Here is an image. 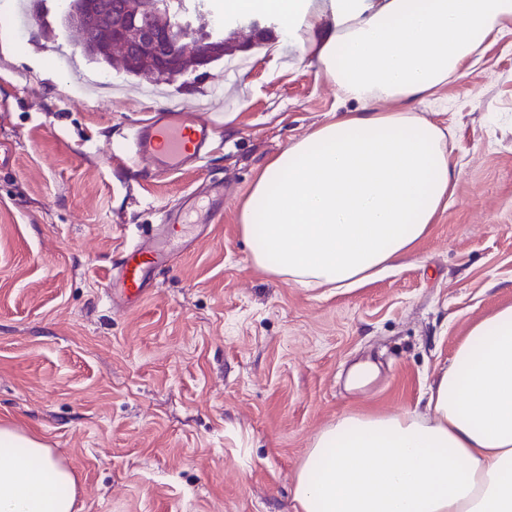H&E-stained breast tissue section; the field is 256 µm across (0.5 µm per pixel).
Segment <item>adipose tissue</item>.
Segmentation results:
<instances>
[{
	"instance_id": "1",
	"label": "adipose tissue",
	"mask_w": 512,
	"mask_h": 512,
	"mask_svg": "<svg viewBox=\"0 0 512 512\" xmlns=\"http://www.w3.org/2000/svg\"><path fill=\"white\" fill-rule=\"evenodd\" d=\"M272 10L353 110L271 157L239 207L253 265L303 288H349L407 256L459 177L448 131L380 103L436 94L512 32V0H228ZM425 413L345 415L296 476L298 512H512V306L474 324ZM77 483L39 440L0 426V512H74Z\"/></svg>"
}]
</instances>
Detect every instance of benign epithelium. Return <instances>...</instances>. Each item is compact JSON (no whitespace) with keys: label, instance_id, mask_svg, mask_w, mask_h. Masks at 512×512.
Returning a JSON list of instances; mask_svg holds the SVG:
<instances>
[{"label":"benign epithelium","instance_id":"benign-epithelium-1","mask_svg":"<svg viewBox=\"0 0 512 512\" xmlns=\"http://www.w3.org/2000/svg\"><path fill=\"white\" fill-rule=\"evenodd\" d=\"M62 21L69 27L79 26L90 20V14L78 9L73 0H69L62 11ZM112 37L131 45L147 44L154 49L156 67L162 73L176 80L187 74L181 67V60L187 45H192L196 69L209 66L223 57L222 36L207 37L195 28L189 19L168 15L165 33H160L152 21L128 9L113 14Z\"/></svg>","mask_w":512,"mask_h":512}]
</instances>
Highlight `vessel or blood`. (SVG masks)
<instances>
[{
  "label": "vessel or blood",
  "mask_w": 512,
  "mask_h": 512,
  "mask_svg": "<svg viewBox=\"0 0 512 512\" xmlns=\"http://www.w3.org/2000/svg\"><path fill=\"white\" fill-rule=\"evenodd\" d=\"M214 127L205 113L168 107L135 128L131 154L150 160L157 171L177 172L204 157ZM177 233L175 225L167 224L158 241L126 245L115 276L106 280V289L127 300L144 294L150 273L172 257Z\"/></svg>",
  "instance_id": "obj_1"
}]
</instances>
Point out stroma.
I'll return each mask as SVG.
<instances>
[{
	"label": "stroma",
	"instance_id": "stroma-1",
	"mask_svg": "<svg viewBox=\"0 0 512 512\" xmlns=\"http://www.w3.org/2000/svg\"><path fill=\"white\" fill-rule=\"evenodd\" d=\"M18 33L0 8V424L51 448L79 512H296L315 436L344 414L419 411L469 328L512 306V35L438 99L409 104L448 129L461 168L438 224L401 265L355 288H300L255 268L237 209L262 165L331 120L336 87L287 47L247 51L165 97L77 100L43 63L92 68L55 0ZM211 94L217 123L198 168L132 172L112 154L134 125ZM224 190L155 271L143 302L104 288L122 234L147 241L187 195Z\"/></svg>",
	"mask_w": 512,
	"mask_h": 512
}]
</instances>
